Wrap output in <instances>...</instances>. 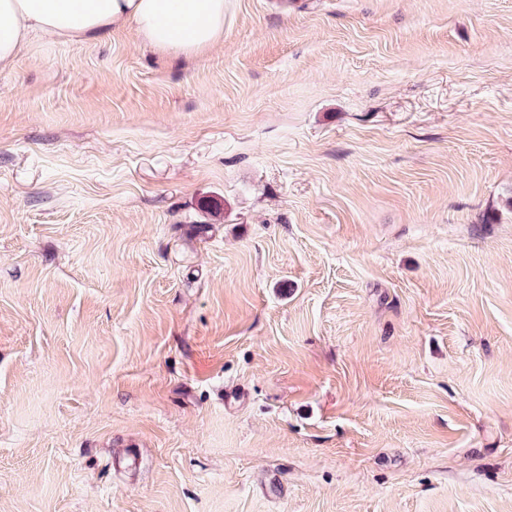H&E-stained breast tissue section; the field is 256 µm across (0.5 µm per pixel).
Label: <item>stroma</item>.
Returning <instances> with one entry per match:
<instances>
[{
	"label": "stroma",
	"instance_id": "1",
	"mask_svg": "<svg viewBox=\"0 0 512 512\" xmlns=\"http://www.w3.org/2000/svg\"><path fill=\"white\" fill-rule=\"evenodd\" d=\"M0 512H512V0L34 37L0 74Z\"/></svg>",
	"mask_w": 512,
	"mask_h": 512
}]
</instances>
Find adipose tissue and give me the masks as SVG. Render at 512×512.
I'll use <instances>...</instances> for the list:
<instances>
[{"label":"adipose tissue","instance_id":"obj_1","mask_svg":"<svg viewBox=\"0 0 512 512\" xmlns=\"http://www.w3.org/2000/svg\"><path fill=\"white\" fill-rule=\"evenodd\" d=\"M128 24L156 51L198 55L224 42V0H0V73L32 36L85 42Z\"/></svg>","mask_w":512,"mask_h":512}]
</instances>
